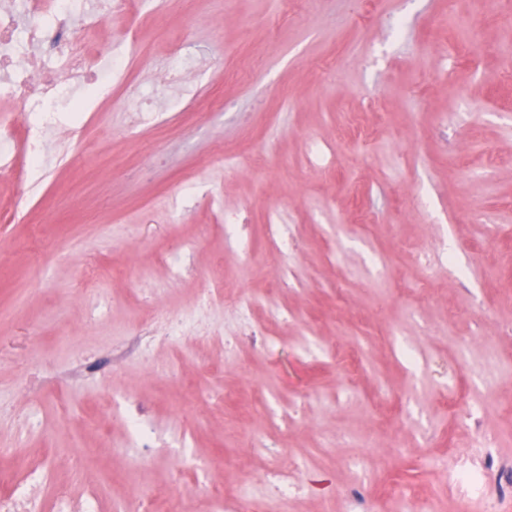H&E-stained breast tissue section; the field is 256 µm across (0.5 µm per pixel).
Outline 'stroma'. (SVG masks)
<instances>
[{
  "label": "stroma",
  "instance_id": "stroma-1",
  "mask_svg": "<svg viewBox=\"0 0 512 512\" xmlns=\"http://www.w3.org/2000/svg\"><path fill=\"white\" fill-rule=\"evenodd\" d=\"M133 80L82 112L48 118L58 150L30 176L0 171V492L31 465L50 472L42 494L84 487L73 469L108 467L100 512L144 488L185 485L183 512H207L205 486L224 483L219 459L236 460V482L262 492L266 461L251 457L228 424L247 391L264 407L253 431L283 448L279 467L303 461L296 512H317L343 492L363 491L393 512L387 476L358 487L343 459L388 455L415 444L397 407L435 432L429 453H448L442 389L462 384L480 430L473 462H512V29L476 17L471 0H167L140 22ZM192 59L180 86L162 90L161 125L135 124L132 96L153 84L174 54ZM378 98L370 147L340 128ZM221 98L226 109L201 111ZM272 153L241 177L213 162L217 145ZM325 158H317L315 145ZM190 184L172 202L168 187ZM249 210L245 246L224 235L222 214ZM295 229L280 265L270 260L268 215ZM376 224L354 233L362 215ZM237 288L275 291L287 322L256 318L277 349L224 353L236 326L214 303L179 341L132 331L133 307L152 300L174 311L204 291L215 259ZM117 275L99 303L74 284L88 268ZM360 314L331 318L337 292ZM394 327L391 336L382 335ZM355 348V392L327 350ZM418 350L417 362L392 345ZM304 395L299 422L284 426L279 398ZM155 431L145 450L129 415ZM375 436L371 450L337 449L324 437Z\"/></svg>",
  "mask_w": 512,
  "mask_h": 512
}]
</instances>
